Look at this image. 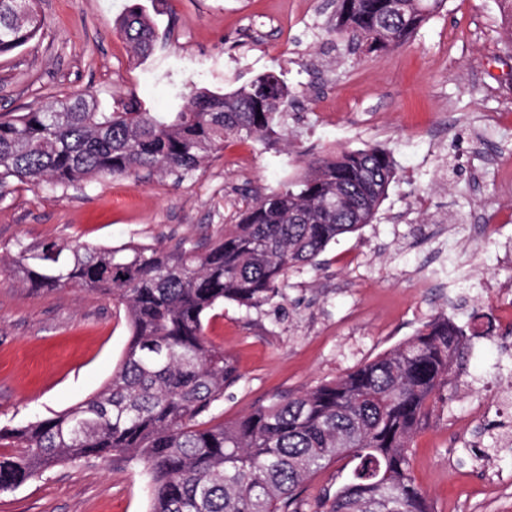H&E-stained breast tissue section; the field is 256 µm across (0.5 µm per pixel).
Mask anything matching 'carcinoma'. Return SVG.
Here are the masks:
<instances>
[{
	"label": "carcinoma",
	"instance_id": "cac0c4a2",
	"mask_svg": "<svg viewBox=\"0 0 512 512\" xmlns=\"http://www.w3.org/2000/svg\"><path fill=\"white\" fill-rule=\"evenodd\" d=\"M446 0H338L331 33L368 51L409 40ZM37 0H0V55L32 40ZM119 30L140 55L156 31L138 3ZM288 87L270 70L229 93L190 91L178 112H98L86 95L0 120V190L8 180L66 188L141 169L183 180L230 139L273 142ZM396 175L378 147L317 158L257 198L204 244L167 248L21 244L0 269L31 289L80 288L121 306L131 339L112 379L61 413L0 427V491L61 462L142 466L150 512H303L301 488L339 457L355 465L321 512H434L410 471L409 448L438 405L466 344L447 316L334 381L281 395L225 423L216 409L238 375L204 319L228 302L248 311L282 295L288 270L312 264L337 237L372 223ZM341 196L340 207L331 206Z\"/></svg>",
	"mask_w": 512,
	"mask_h": 512
}]
</instances>
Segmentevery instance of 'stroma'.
Listing matches in <instances>:
<instances>
[{
    "label": "stroma",
    "mask_w": 512,
    "mask_h": 512,
    "mask_svg": "<svg viewBox=\"0 0 512 512\" xmlns=\"http://www.w3.org/2000/svg\"><path fill=\"white\" fill-rule=\"evenodd\" d=\"M158 35L136 55L117 17L127 0H39L41 32L0 56V115L76 93L99 111L136 102L176 112L188 85L228 93L276 70L290 96L280 138L230 141L192 176L146 170L67 189L10 181L0 199V254L18 244L168 247L219 237L257 196L334 151L389 149L397 174L375 220L290 269L282 298L211 311L205 334L239 379L220 411L231 422L276 394L337 379L448 315L467 337L438 408L410 450L435 512H512V8L447 0L407 42L378 52L335 38L333 0H139ZM130 339L111 297L32 290L0 273V425L64 410L97 393ZM482 404L483 418L470 409ZM350 470L339 458L304 485L305 512ZM136 464L58 465L0 492V512H149Z\"/></svg>",
    "instance_id": "35a3bbf8"
}]
</instances>
